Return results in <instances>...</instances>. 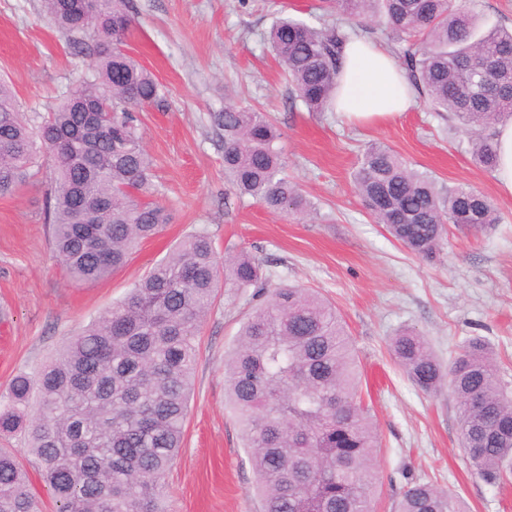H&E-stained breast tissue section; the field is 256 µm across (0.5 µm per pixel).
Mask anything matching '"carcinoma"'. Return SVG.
<instances>
[{
  "instance_id": "obj_1",
  "label": "carcinoma",
  "mask_w": 512,
  "mask_h": 512,
  "mask_svg": "<svg viewBox=\"0 0 512 512\" xmlns=\"http://www.w3.org/2000/svg\"><path fill=\"white\" fill-rule=\"evenodd\" d=\"M122 2L94 0L78 12L67 0H44L54 25L91 47L92 73L36 128L0 83V195L30 180L38 153L51 158L46 219L66 274L82 285L123 267L171 221L147 199L154 163L135 110L159 103L160 88L125 50L132 18ZM336 9L384 36L430 110L450 113L470 135L474 164L494 170L496 125L512 119V98L498 89L512 79V30L483 27L463 0H336ZM348 39L335 26L290 17L271 27V50L309 111L334 105ZM88 99L108 111H82ZM213 119L224 128V171L240 195L277 213L310 209L284 173L270 116L228 104ZM353 183L373 222L424 260L440 253L448 225L479 232L502 221L478 190L446 189L386 145L367 146ZM222 288L261 295L262 265L240 251L221 267L208 234L194 232L56 357L15 376L0 395V434L24 435L54 512H166L161 496L182 447L197 338ZM389 350L420 390L451 389L469 466L488 483L508 481L512 396L485 340H469L446 368L413 330L394 336ZM225 371V404L250 456L261 512H373L378 430L361 400L352 338L331 300L311 288H274L242 322ZM0 512H44L22 463L6 449ZM394 512L466 510L458 494L411 480Z\"/></svg>"
}]
</instances>
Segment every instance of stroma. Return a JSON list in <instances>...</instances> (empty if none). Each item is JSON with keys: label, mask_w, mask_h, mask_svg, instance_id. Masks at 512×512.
<instances>
[{"label": "stroma", "mask_w": 512, "mask_h": 512, "mask_svg": "<svg viewBox=\"0 0 512 512\" xmlns=\"http://www.w3.org/2000/svg\"><path fill=\"white\" fill-rule=\"evenodd\" d=\"M323 0H127L134 19L128 50L156 77L161 107L140 111L155 177L154 202L172 221L126 265L89 286L72 284L56 259L44 222L50 161L37 155V184L0 195V394L31 373L90 320L122 299L185 235L203 231L218 257L245 250L262 264L269 287L318 289L340 311L355 342L364 399L380 436L377 512H391L408 479L455 490L470 512H512V484L475 475L461 451L450 389L427 394L388 351L401 330L423 335L440 361L474 337L493 349L512 392V196L492 172L473 164L469 137L448 113L423 100L375 125L294 104L267 36L285 14L349 28ZM91 74V59L59 31L43 0H0V81L29 124L51 111ZM234 102L270 113L286 173L314 204L305 219L280 215L239 195L224 174V132L213 113ZM380 142L413 168L449 187L489 198L502 221L484 233L449 228L436 259L410 254L372 223L352 174L368 143ZM255 303L223 292L200 329V359L183 446L165 482L167 512H260L254 473L235 418L224 407V357Z\"/></svg>", "instance_id": "35a3bbf8"}]
</instances>
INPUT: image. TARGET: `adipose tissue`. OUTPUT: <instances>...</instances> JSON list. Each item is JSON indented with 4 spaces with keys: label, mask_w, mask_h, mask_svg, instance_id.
I'll list each match as a JSON object with an SVG mask.
<instances>
[{
    "label": "adipose tissue",
    "mask_w": 512,
    "mask_h": 512,
    "mask_svg": "<svg viewBox=\"0 0 512 512\" xmlns=\"http://www.w3.org/2000/svg\"><path fill=\"white\" fill-rule=\"evenodd\" d=\"M413 101V88L389 54L365 39L345 43L336 109L347 120L377 124L408 111Z\"/></svg>",
    "instance_id": "adipose-tissue-1"
}]
</instances>
